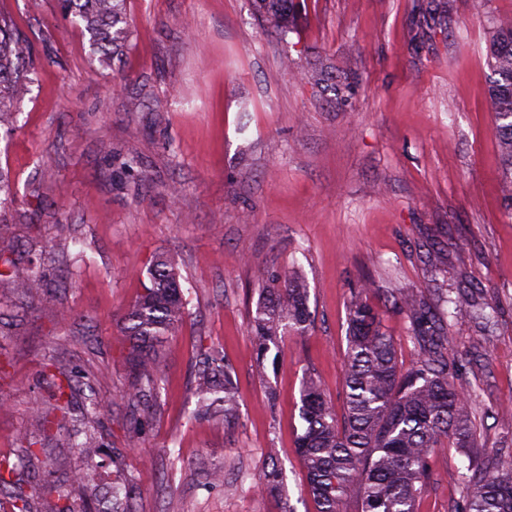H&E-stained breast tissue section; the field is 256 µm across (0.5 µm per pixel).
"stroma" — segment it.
I'll return each mask as SVG.
<instances>
[{"instance_id": "obj_1", "label": "stroma", "mask_w": 512, "mask_h": 512, "mask_svg": "<svg viewBox=\"0 0 512 512\" xmlns=\"http://www.w3.org/2000/svg\"><path fill=\"white\" fill-rule=\"evenodd\" d=\"M422 2L305 0L283 39L254 0H127L131 36L105 66L56 0H0L36 54L15 128L0 135L16 190L0 237L20 267L53 251L44 276L56 304L0 288V458L37 451L0 492V512L21 494L84 512L72 419L94 392L117 401L95 420L104 464L90 481H133L134 512H315L295 447L299 389L315 376L342 404L347 302L365 281L406 366L412 322L388 289L432 306L441 292L481 289L448 324V356L479 395L477 442L431 453L417 512H457L482 454H512V218L482 106L487 18L512 15V0H485L480 14L471 0H436L430 21ZM318 58L333 84L300 79ZM132 153L142 165L129 171ZM159 252L183 275L187 317L164 346L156 395L132 407L119 399L130 380L120 324ZM291 271L308 285L314 324L271 348L261 376L250 331L259 280ZM487 299L503 305L497 323L481 317ZM213 348L235 371L230 424L195 415L193 366ZM50 356L77 388L46 437L32 411L52 400ZM133 422L141 440L130 448ZM274 466L280 487L259 491ZM214 470L223 485L208 484Z\"/></svg>"}]
</instances>
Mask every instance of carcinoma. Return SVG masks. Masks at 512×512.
Masks as SVG:
<instances>
[{
    "mask_svg": "<svg viewBox=\"0 0 512 512\" xmlns=\"http://www.w3.org/2000/svg\"><path fill=\"white\" fill-rule=\"evenodd\" d=\"M125 2L60 0L61 8L84 26L92 52L105 60L118 57L129 37ZM254 5L262 21L284 37L301 23L303 6L298 0H255ZM491 30V80L485 107L497 122L502 192L512 218V17L492 18ZM34 67L32 46L12 21L0 16V128L12 130L14 100L31 83ZM302 79L320 86L332 76L317 59ZM11 253L12 247L0 240V262L7 267L0 271V286L52 305L41 272L16 267ZM149 275L151 286L134 301L120 326L130 340L133 373L125 396L134 403L155 384L164 339L175 335L186 317L174 263L159 254ZM371 288L366 281L350 292L343 415L337 416L313 377L306 378L299 391L302 433L296 448L307 469L316 512H343L350 500L356 501L358 512H417L431 450L447 442L455 448L476 445L475 397L457 382L458 365L445 355L448 336L443 322L457 319L461 307L436 313L413 291L387 290L395 308L412 319L419 344L413 364L404 371L394 341L368 302ZM311 325L308 289L298 274L285 276L279 288H263L252 317L257 370L265 373L267 354L284 330L302 336ZM44 368L54 380V404L50 411L35 407L33 417L45 434L56 415L69 413L72 380L52 361ZM194 395L199 412L219 413L226 421L236 417V382L224 356L209 354L199 361ZM81 448V468L74 482L99 504V493L84 486L100 466V438L95 431H86ZM462 500L461 512H512V459L497 453L487 456L464 486Z\"/></svg>",
    "mask_w": 512,
    "mask_h": 512,
    "instance_id": "cac0c4a2",
    "label": "carcinoma"
}]
</instances>
